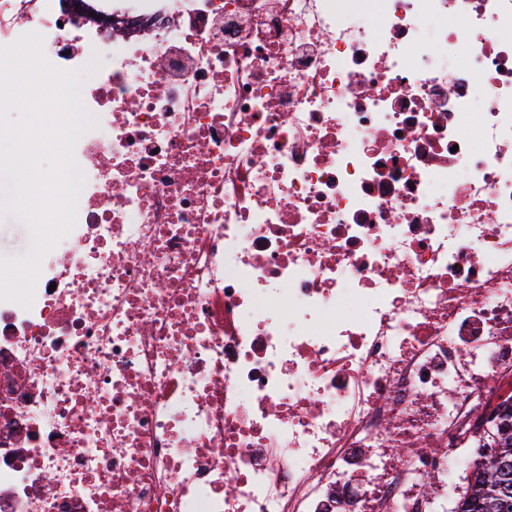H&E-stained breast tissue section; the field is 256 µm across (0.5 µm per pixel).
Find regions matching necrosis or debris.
<instances>
[{
	"instance_id": "obj_1",
	"label": "necrosis or debris",
	"mask_w": 512,
	"mask_h": 512,
	"mask_svg": "<svg viewBox=\"0 0 512 512\" xmlns=\"http://www.w3.org/2000/svg\"><path fill=\"white\" fill-rule=\"evenodd\" d=\"M30 32L98 125L0 302V512H448L512 380V0H0Z\"/></svg>"
}]
</instances>
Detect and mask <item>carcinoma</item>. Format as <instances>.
I'll return each mask as SVG.
<instances>
[{"label":"carcinoma","instance_id":"carcinoma-1","mask_svg":"<svg viewBox=\"0 0 512 512\" xmlns=\"http://www.w3.org/2000/svg\"><path fill=\"white\" fill-rule=\"evenodd\" d=\"M497 453L472 472L470 492L454 512H512V423L497 432Z\"/></svg>","mask_w":512,"mask_h":512}]
</instances>
